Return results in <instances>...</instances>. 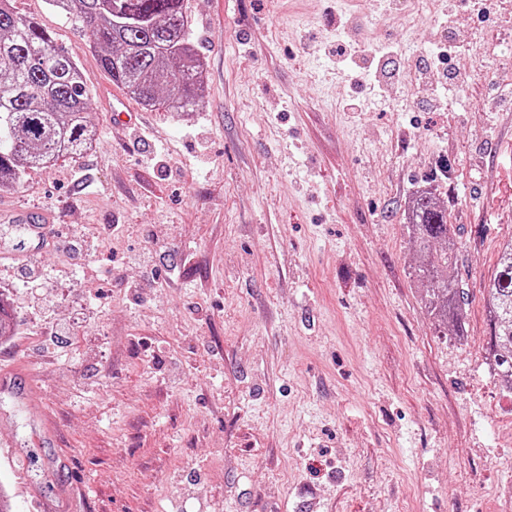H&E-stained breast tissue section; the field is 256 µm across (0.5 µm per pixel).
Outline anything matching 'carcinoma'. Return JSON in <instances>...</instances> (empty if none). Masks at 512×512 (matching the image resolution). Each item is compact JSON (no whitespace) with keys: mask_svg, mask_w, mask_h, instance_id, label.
<instances>
[{"mask_svg":"<svg viewBox=\"0 0 512 512\" xmlns=\"http://www.w3.org/2000/svg\"><path fill=\"white\" fill-rule=\"evenodd\" d=\"M76 10L102 50L101 68L139 104L176 112L201 98L203 62L190 41L185 0H48ZM89 77L51 33L0 0V189L19 185L26 171L49 168L61 157L92 147ZM427 312L438 323L461 327L468 293L448 274L457 259L448 210L425 189L406 211ZM491 326L486 360L512 393V241L503 244L486 288Z\"/></svg>","mask_w":512,"mask_h":512,"instance_id":"obj_1","label":"carcinoma"}]
</instances>
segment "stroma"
<instances>
[{
	"mask_svg": "<svg viewBox=\"0 0 512 512\" xmlns=\"http://www.w3.org/2000/svg\"><path fill=\"white\" fill-rule=\"evenodd\" d=\"M497 5L187 0L203 94L171 112L127 98L73 16L15 0L89 74L97 145L0 191L51 216L41 253L0 259L12 512H512L482 295L512 240ZM425 188L455 233L459 334L413 275Z\"/></svg>",
	"mask_w": 512,
	"mask_h": 512,
	"instance_id": "35a3bbf8",
	"label": "stroma"
}]
</instances>
